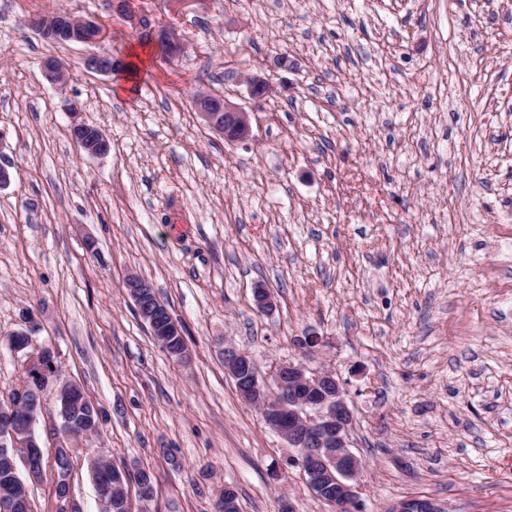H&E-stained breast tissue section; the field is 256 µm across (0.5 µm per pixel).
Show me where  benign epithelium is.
I'll return each mask as SVG.
<instances>
[{
    "instance_id": "7a95c632",
    "label": "benign epithelium",
    "mask_w": 512,
    "mask_h": 512,
    "mask_svg": "<svg viewBox=\"0 0 512 512\" xmlns=\"http://www.w3.org/2000/svg\"><path fill=\"white\" fill-rule=\"evenodd\" d=\"M28 29L48 42L96 45L103 41L106 26L96 17H84L71 12L43 11L25 19ZM159 39L172 58L188 48L179 31L166 26ZM85 67L96 74L110 75L119 64L109 52H95L85 59ZM44 78L55 88L64 90L70 80L68 65L49 55L42 61ZM249 95L257 102L274 92L273 86L257 73L245 77ZM192 106L205 125L229 142H240L251 136L250 112L221 94L199 93ZM70 137L79 151L89 157H103L110 151V141L97 126L74 120ZM126 288L133 300L151 293L150 286L136 276L126 279ZM26 367L36 372L29 385L20 390L18 399L0 408V449L17 456L28 479H42L40 444L35 423L44 398H55L61 417L63 436L61 450L70 454L75 424L69 409L83 393L79 386L61 379L56 372L55 353L41 346L27 354ZM224 368L233 379L242 399L252 404L263 400L261 414L265 424L294 450L288 463L300 468L309 488L319 498L326 499L336 512H350L358 504L361 473L360 460L350 450L355 419L346 392L332 369H311L302 362L279 364L273 374V384L261 376L256 361L249 354L224 344ZM389 512H448V506L437 501L405 499L389 507Z\"/></svg>"
}]
</instances>
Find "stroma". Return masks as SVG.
<instances>
[{
  "label": "stroma",
  "instance_id": "35a3bbf8",
  "mask_svg": "<svg viewBox=\"0 0 512 512\" xmlns=\"http://www.w3.org/2000/svg\"><path fill=\"white\" fill-rule=\"evenodd\" d=\"M0 0V403L36 345L102 412L69 472L71 504L98 512L86 459L151 473L143 512H331L287 465L285 441L238 395L224 345L262 373L335 370L356 417L361 512L429 497L449 512H512V0H207L175 12L134 0ZM64 8L108 27L136 82L88 72L87 46L25 28ZM190 43L170 60L155 39ZM54 55L65 91L40 73ZM278 55L252 106L242 74ZM133 92H124V85ZM200 91L253 107L228 144L191 107ZM111 150L80 154L66 101ZM146 281L181 322L191 359L155 342L125 288ZM263 285L274 306L258 311Z\"/></svg>",
  "mask_w": 512,
  "mask_h": 512
}]
</instances>
